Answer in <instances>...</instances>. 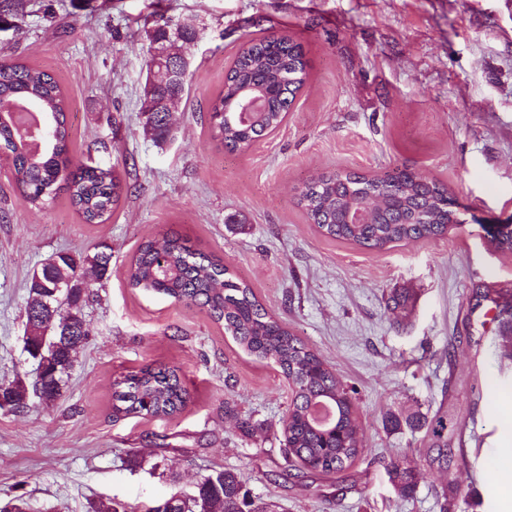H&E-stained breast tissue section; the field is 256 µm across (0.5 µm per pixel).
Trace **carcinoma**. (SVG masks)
Segmentation results:
<instances>
[{
	"label": "carcinoma",
	"instance_id": "cac0c4a2",
	"mask_svg": "<svg viewBox=\"0 0 512 512\" xmlns=\"http://www.w3.org/2000/svg\"><path fill=\"white\" fill-rule=\"evenodd\" d=\"M149 45H164L174 36L191 44L197 30L190 19L174 21L159 9L152 26L144 30ZM169 64L167 59L149 55L143 86V101L174 97L182 101L188 92V70L181 82L149 86L153 70ZM306 79L302 45L287 37H264L248 43L237 54L224 78V90L208 105V122L213 138L225 149L242 151L277 129L284 121ZM263 92L260 111L237 119L228 110L240 90ZM31 101L42 120L52 127V136L38 152H31L19 132L18 120L6 112L0 116V152L10 160L21 196L38 207L66 190L83 220L101 224L121 197V181L112 167L100 162L82 163L66 178L58 176L60 166H69L70 127L64 96L58 82L45 71L22 64H0V105ZM143 131L155 143L171 139L170 113L146 111ZM374 195L376 203L369 222L351 224L348 215L364 198ZM307 217L331 239L353 242L365 249L382 251L395 243L443 237L462 223L463 214L454 208L448 189L420 173L398 170L380 178L353 172H333L308 185L300 195ZM501 252L512 254V227L505 225L488 233ZM109 246L92 255L57 253L31 274L24 307L29 354H36L44 341L57 340L41 376L39 403L49 406L68 383L80 348L88 343L90 331L82 315L90 292L83 268L89 264L97 277L105 278L112 253ZM75 276L65 299H56L59 282ZM130 287L144 293L169 297L198 307L224 327L249 355L271 360L293 385V399L284 422L283 437L289 457L311 471L338 473L349 467L361 453L354 429L352 394L337 380L301 338L282 326L257 300L248 284L236 278L224 263L205 254L190 240L168 233L164 245L143 241L126 270ZM36 384L16 379L0 383V394L21 411L34 406ZM187 390L174 369L146 366L112 384L115 416L169 418L187 403ZM427 437L429 447L448 449V419L438 412ZM385 471L398 495L408 497L416 487V466L400 467L393 462ZM169 505L164 512H265L246 480L233 471H216L202 477L190 494L160 498ZM89 512H133L128 504L100 499Z\"/></svg>",
	"mask_w": 512,
	"mask_h": 512
}]
</instances>
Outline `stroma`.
Instances as JSON below:
<instances>
[{
  "instance_id": "obj_1",
  "label": "stroma",
  "mask_w": 512,
  "mask_h": 512,
  "mask_svg": "<svg viewBox=\"0 0 512 512\" xmlns=\"http://www.w3.org/2000/svg\"><path fill=\"white\" fill-rule=\"evenodd\" d=\"M198 35L175 136L142 132L140 96L156 7ZM0 61L50 73L68 101L73 162L107 161L123 184L108 220L85 223L59 192L31 207L0 159V382L29 378L22 316L33 269L59 252L112 249L88 276L91 331L53 406L0 411V503L88 512L113 497L139 512L190 492L216 470L241 474L273 512H512V331L489 315L512 301V254L479 220L512 215V0H15ZM302 44L305 83L282 125L244 151L217 145L206 107L243 46ZM412 169L447 187L472 220L439 239L380 251L321 234L299 205L322 174ZM175 230L223 260L258 301L355 388L363 451L341 473L301 471L282 436L292 385L246 355L202 310L130 288L140 243ZM408 289L412 312L394 309ZM147 364L177 369L189 391L169 419L115 418L112 383ZM448 414V464L423 462L412 496L384 463L414 460L426 420ZM398 427H387L389 416Z\"/></svg>"
}]
</instances>
